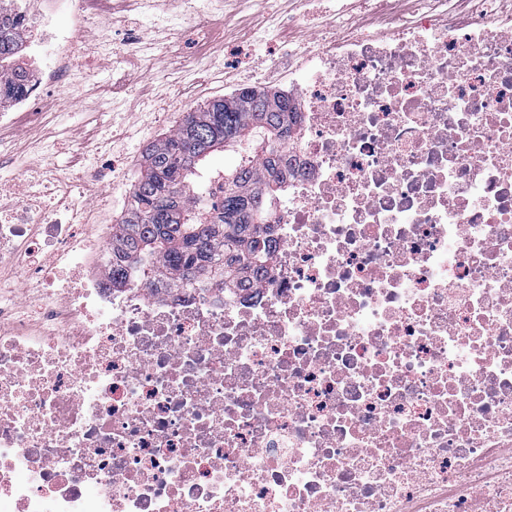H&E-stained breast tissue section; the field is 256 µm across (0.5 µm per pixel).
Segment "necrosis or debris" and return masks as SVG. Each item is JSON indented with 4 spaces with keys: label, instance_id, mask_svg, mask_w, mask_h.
Segmentation results:
<instances>
[{
    "label": "necrosis or debris",
    "instance_id": "obj_1",
    "mask_svg": "<svg viewBox=\"0 0 512 512\" xmlns=\"http://www.w3.org/2000/svg\"><path fill=\"white\" fill-rule=\"evenodd\" d=\"M96 0H29L52 108ZM294 53L268 273L116 288L72 178L0 175V512H512V0Z\"/></svg>",
    "mask_w": 512,
    "mask_h": 512
}]
</instances>
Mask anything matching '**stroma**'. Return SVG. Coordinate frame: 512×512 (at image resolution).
<instances>
[{"mask_svg": "<svg viewBox=\"0 0 512 512\" xmlns=\"http://www.w3.org/2000/svg\"><path fill=\"white\" fill-rule=\"evenodd\" d=\"M258 0H223L208 10L213 35L201 57L185 54L179 33L169 29L150 32V15H177L182 26L196 23L187 14L183 0H152L142 10L140 0H122L120 6L104 8L94 22L79 25L72 13H61L59 25L75 28L77 49L90 71L89 79L74 84L63 81L50 86L48 94L57 107L32 123L0 126V138L7 142L12 157L30 162L42 159L44 145H52L60 168L97 180L104 193L128 200L140 170L142 154L149 143L174 126L183 114L208 101L228 96L243 87L280 89L278 72L287 69L288 56L306 36L294 27L295 0H271L266 21H259ZM265 23L274 31L278 46L272 53H258L242 64L228 62L232 47H246L257 41V25ZM110 44L106 63H99V38ZM154 57L149 78H141V64ZM155 101L162 120L144 112L142 103ZM102 151L105 165L120 173L110 181L104 171L86 166V157Z\"/></svg>", "mask_w": 512, "mask_h": 512, "instance_id": "obj_1", "label": "stroma"}]
</instances>
